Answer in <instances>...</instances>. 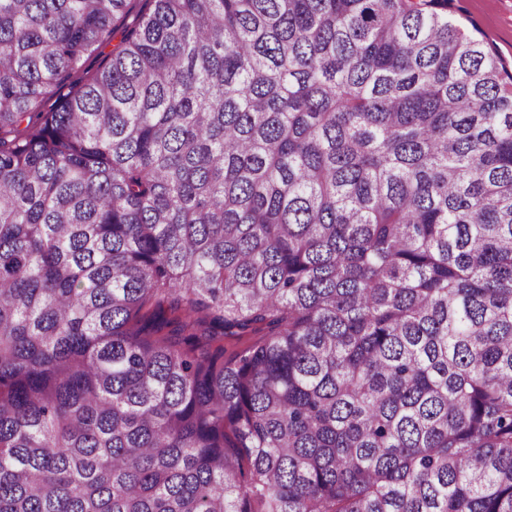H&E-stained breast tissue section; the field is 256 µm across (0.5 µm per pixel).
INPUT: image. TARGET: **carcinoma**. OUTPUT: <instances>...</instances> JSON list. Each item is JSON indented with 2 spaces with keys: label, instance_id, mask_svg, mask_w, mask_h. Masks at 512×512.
Instances as JSON below:
<instances>
[{
  "label": "carcinoma",
  "instance_id": "1",
  "mask_svg": "<svg viewBox=\"0 0 512 512\" xmlns=\"http://www.w3.org/2000/svg\"><path fill=\"white\" fill-rule=\"evenodd\" d=\"M0 512H512V75L448 0H0Z\"/></svg>",
  "mask_w": 512,
  "mask_h": 512
}]
</instances>
